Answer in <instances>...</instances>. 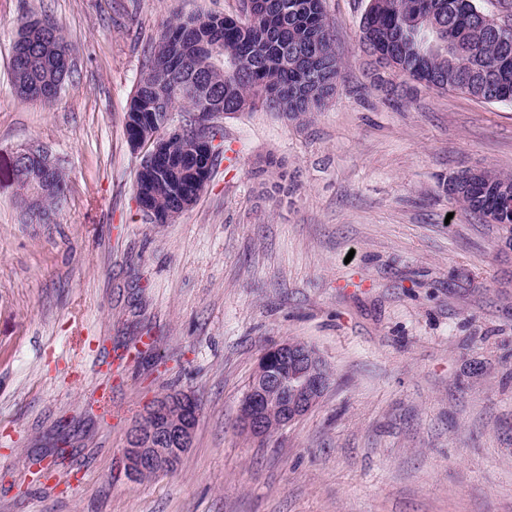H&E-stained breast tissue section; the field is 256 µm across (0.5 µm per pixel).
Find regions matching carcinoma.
Here are the masks:
<instances>
[{
    "label": "carcinoma",
    "mask_w": 512,
    "mask_h": 512,
    "mask_svg": "<svg viewBox=\"0 0 512 512\" xmlns=\"http://www.w3.org/2000/svg\"><path fill=\"white\" fill-rule=\"evenodd\" d=\"M476 0H369L361 43L390 62L391 72L426 87L456 90L488 103H512V37H495L480 21ZM51 28L59 55L69 54L61 27L48 16L21 17L19 32L35 22ZM13 87L26 99L51 104L68 74L64 61L25 68L11 62ZM341 63L323 0H240L239 14L177 17L162 30L153 61L141 74L129 112L143 113L139 134L164 144L167 154L149 173L146 196L164 212L202 187L198 163L182 137L165 139L166 116L193 132L194 121L260 106L285 117L319 111L336 93ZM512 175L487 170L457 190L455 200L476 217L498 213Z\"/></svg>",
    "instance_id": "obj_1"
}]
</instances>
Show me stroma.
I'll return each instance as SVG.
<instances>
[{"label": "stroma", "instance_id": "stroma-1", "mask_svg": "<svg viewBox=\"0 0 512 512\" xmlns=\"http://www.w3.org/2000/svg\"><path fill=\"white\" fill-rule=\"evenodd\" d=\"M367 4L324 0L334 97L303 121L218 117L225 157L192 208L152 224L127 104L173 16L238 0H0V512H512V248L447 189L465 168L512 174V104L374 88ZM28 11L69 44L49 105L12 86ZM30 146L68 182L51 224L19 204ZM285 340L332 381L256 439L240 400ZM172 390L200 400L193 446L132 477L127 432Z\"/></svg>", "mask_w": 512, "mask_h": 512}]
</instances>
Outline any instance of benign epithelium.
<instances>
[{
    "instance_id": "benign-epithelium-1",
    "label": "benign epithelium",
    "mask_w": 512,
    "mask_h": 512,
    "mask_svg": "<svg viewBox=\"0 0 512 512\" xmlns=\"http://www.w3.org/2000/svg\"><path fill=\"white\" fill-rule=\"evenodd\" d=\"M23 165L30 168L27 180L36 186V190L23 195V207L32 220L39 222L44 196L66 193V185L58 178L62 169L39 147L16 154L14 169ZM327 384L319 356L303 342L288 340L275 344L258 359L241 401L238 422L246 433L268 438L307 413ZM282 387L291 388L293 401L280 397ZM199 415V402L183 391H172L169 396L149 403L130 427L122 450L125 469L136 477L177 467L192 445Z\"/></svg>"
}]
</instances>
